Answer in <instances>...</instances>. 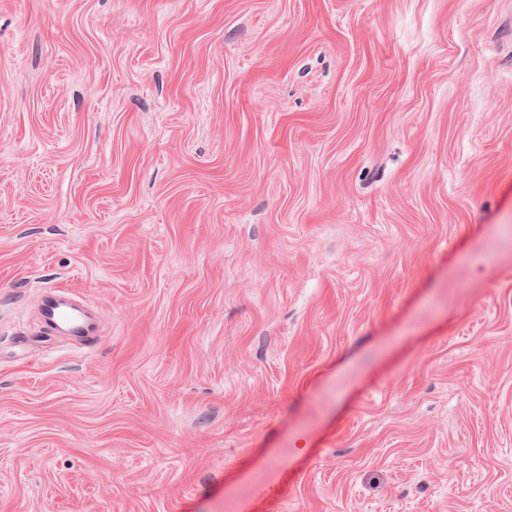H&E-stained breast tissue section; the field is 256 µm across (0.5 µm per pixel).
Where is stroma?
Instances as JSON below:
<instances>
[{
	"label": "stroma",
	"instance_id": "obj_1",
	"mask_svg": "<svg viewBox=\"0 0 512 512\" xmlns=\"http://www.w3.org/2000/svg\"><path fill=\"white\" fill-rule=\"evenodd\" d=\"M0 512H512V0H0ZM41 313L49 336H96L93 319L83 306L77 304L75 294L66 289L45 290Z\"/></svg>",
	"mask_w": 512,
	"mask_h": 512
}]
</instances>
